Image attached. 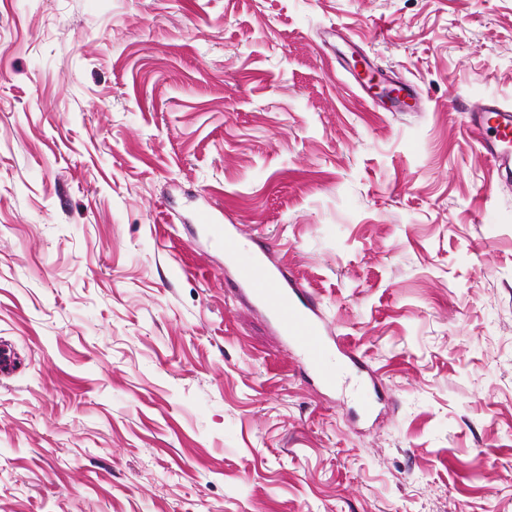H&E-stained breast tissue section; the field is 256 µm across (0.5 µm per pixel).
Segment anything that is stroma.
I'll use <instances>...</instances> for the list:
<instances>
[{"label":"stroma","instance_id":"obj_1","mask_svg":"<svg viewBox=\"0 0 512 512\" xmlns=\"http://www.w3.org/2000/svg\"><path fill=\"white\" fill-rule=\"evenodd\" d=\"M482 97L512 106V0H0V512H512V185L452 105ZM206 203L363 368L319 384ZM198 219L201 224H205L204 230L209 238L221 244L231 241L233 236L239 232L238 226L235 224L224 225L214 208L202 211Z\"/></svg>","mask_w":512,"mask_h":512}]
</instances>
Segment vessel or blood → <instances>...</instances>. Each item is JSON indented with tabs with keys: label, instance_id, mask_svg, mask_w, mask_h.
<instances>
[{
	"label": "vessel or blood",
	"instance_id": "b4317fda",
	"mask_svg": "<svg viewBox=\"0 0 512 512\" xmlns=\"http://www.w3.org/2000/svg\"><path fill=\"white\" fill-rule=\"evenodd\" d=\"M459 110L476 149L496 169L501 182H512V108L483 99L461 102ZM199 221L209 238L218 243L231 241L239 232L237 225L223 223L212 208L202 211ZM228 256L236 288L268 314L276 330L300 350L323 384L335 386L332 353L341 352L353 362L358 359L357 353L340 337L332 335L324 317L303 296L297 281L270 264L264 251L242 257L232 250Z\"/></svg>",
	"mask_w": 512,
	"mask_h": 512
}]
</instances>
